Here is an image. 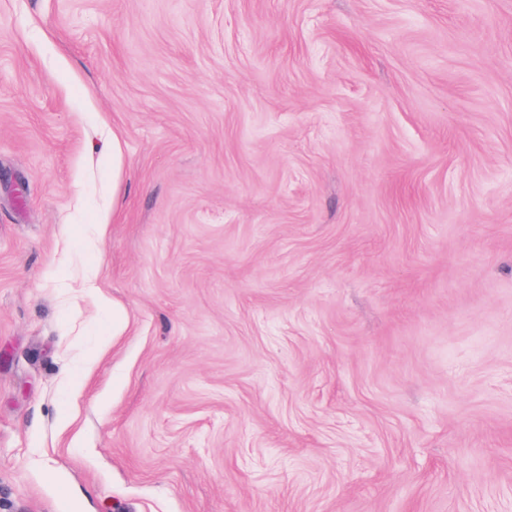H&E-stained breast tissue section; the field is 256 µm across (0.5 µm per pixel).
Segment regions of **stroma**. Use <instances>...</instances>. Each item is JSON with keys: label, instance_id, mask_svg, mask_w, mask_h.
I'll return each mask as SVG.
<instances>
[{"label": "stroma", "instance_id": "1", "mask_svg": "<svg viewBox=\"0 0 512 512\" xmlns=\"http://www.w3.org/2000/svg\"><path fill=\"white\" fill-rule=\"evenodd\" d=\"M75 501L512 512V0H0V512Z\"/></svg>", "mask_w": 512, "mask_h": 512}]
</instances>
